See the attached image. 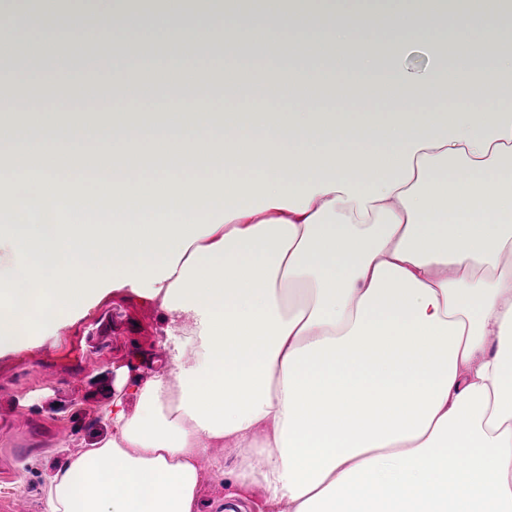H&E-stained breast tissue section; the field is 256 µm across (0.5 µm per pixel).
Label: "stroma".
Wrapping results in <instances>:
<instances>
[{"mask_svg": "<svg viewBox=\"0 0 512 512\" xmlns=\"http://www.w3.org/2000/svg\"><path fill=\"white\" fill-rule=\"evenodd\" d=\"M221 107L226 112L291 110L288 99L272 90L229 94ZM106 303L120 315L112 326V355L101 366L76 364L77 344L100 315L97 307L44 346L0 358V497H23L26 512H43L42 489L54 465L103 433V424L93 418L97 400H91V392L111 399L124 376L150 377L168 358L160 310L117 295ZM61 429L71 435L64 445L56 440Z\"/></svg>", "mask_w": 512, "mask_h": 512, "instance_id": "1", "label": "stroma"}]
</instances>
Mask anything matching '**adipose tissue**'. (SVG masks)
Instances as JSON below:
<instances>
[{
	"mask_svg": "<svg viewBox=\"0 0 512 512\" xmlns=\"http://www.w3.org/2000/svg\"><path fill=\"white\" fill-rule=\"evenodd\" d=\"M502 0H0V357L105 298L158 307L165 371L98 406L44 512H512V78ZM311 46L294 112H220L221 46ZM86 49L85 83L40 66ZM447 46L450 66L395 59ZM150 48L168 109L123 107ZM335 89L352 110L315 112ZM464 92L461 108H446ZM137 408L128 413L125 400ZM232 466L199 464L206 447Z\"/></svg>",
	"mask_w": 512,
	"mask_h": 512,
	"instance_id": "obj_1",
	"label": "adipose tissue"
}]
</instances>
